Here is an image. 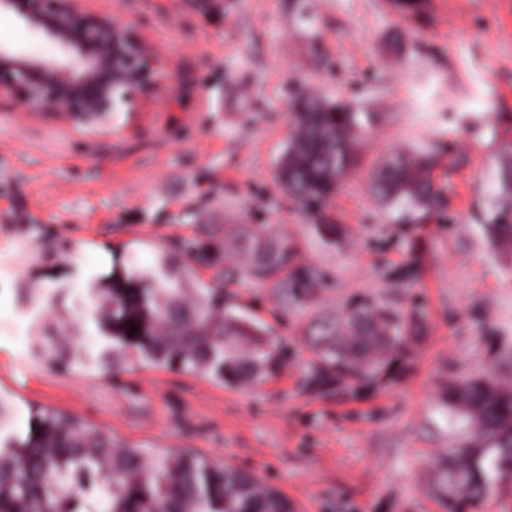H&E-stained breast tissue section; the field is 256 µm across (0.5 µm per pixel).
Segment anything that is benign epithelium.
Returning <instances> with one entry per match:
<instances>
[{
	"instance_id": "1",
	"label": "benign epithelium",
	"mask_w": 512,
	"mask_h": 512,
	"mask_svg": "<svg viewBox=\"0 0 512 512\" xmlns=\"http://www.w3.org/2000/svg\"><path fill=\"white\" fill-rule=\"evenodd\" d=\"M91 2L0 0V10L14 12L61 52L42 58L0 49V101L94 131L137 97L162 88L156 53Z\"/></svg>"
}]
</instances>
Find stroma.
Listing matches in <instances>:
<instances>
[{
  "label": "stroma",
  "mask_w": 512,
  "mask_h": 512,
  "mask_svg": "<svg viewBox=\"0 0 512 512\" xmlns=\"http://www.w3.org/2000/svg\"><path fill=\"white\" fill-rule=\"evenodd\" d=\"M165 68L163 92L86 134L0 102V433L48 408L113 448L198 455L253 471L296 512H445L434 492L457 421L444 384L491 373L512 388V243L489 240L490 194L512 157V0H97ZM0 47L52 58L56 45L0 13ZM353 102L372 121L331 199L289 195L278 164L299 94ZM426 149L443 204L402 224L372 177ZM271 224L330 276L310 307L281 312L266 285L222 286L288 348L257 387L225 385L130 355L107 372L94 302L113 273L193 269L184 242L205 226ZM319 224L340 225L323 241ZM425 319L369 383L305 384L314 319L362 301ZM75 345L48 363L46 337Z\"/></svg>",
  "instance_id": "stroma-1"
}]
</instances>
